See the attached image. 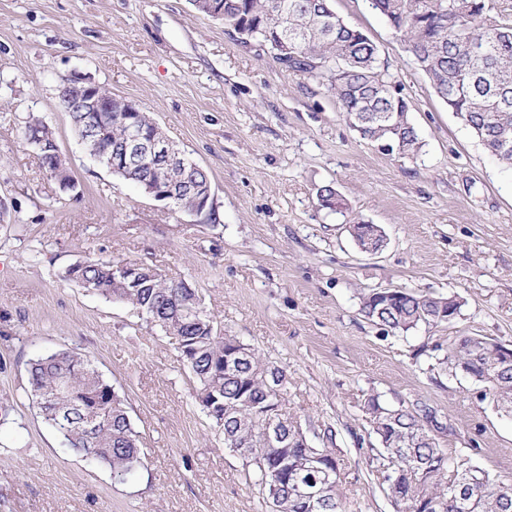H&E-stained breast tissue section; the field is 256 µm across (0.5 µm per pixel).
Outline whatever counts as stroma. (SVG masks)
I'll return each mask as SVG.
<instances>
[{
    "label": "stroma",
    "mask_w": 512,
    "mask_h": 512,
    "mask_svg": "<svg viewBox=\"0 0 512 512\" xmlns=\"http://www.w3.org/2000/svg\"><path fill=\"white\" fill-rule=\"evenodd\" d=\"M332 4L402 82L416 158L363 140L321 77L288 71L188 0H0V512H270L174 339L63 280L88 256L186 280L221 331L284 368L287 411L312 446L333 448L347 512H397L362 410L373 394L433 412L450 457L512 481V414L434 352L465 336L512 347V169L448 110L367 0ZM76 72L151 112L207 170L212 220L87 155L58 104ZM32 113L53 128L74 191L24 141ZM326 185L343 211L320 206ZM352 224L380 225L384 250L361 252ZM388 287L456 293L464 306L451 325L387 335L360 298ZM60 349L90 354L125 399L142 441L133 477L71 454L39 416L27 369Z\"/></svg>",
    "instance_id": "stroma-1"
}]
</instances>
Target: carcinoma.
<instances>
[{
	"instance_id": "carcinoma-1",
	"label": "carcinoma",
	"mask_w": 512,
	"mask_h": 512,
	"mask_svg": "<svg viewBox=\"0 0 512 512\" xmlns=\"http://www.w3.org/2000/svg\"><path fill=\"white\" fill-rule=\"evenodd\" d=\"M224 24L264 48L294 73L306 74L315 62L344 64V70L325 74L326 93L346 115L358 117L361 137L387 143L390 153L414 158L421 150L418 133L409 119L402 87L391 89L378 75L394 78L377 46L361 30L346 23L325 24L330 0H220ZM371 8L400 35L405 51L428 77L448 110L462 115L484 149L512 168V25L490 14L486 0H371ZM296 35V51L273 46L283 27ZM481 42L483 60H466L461 48ZM96 123L99 163L109 168L112 155L123 148L126 121L117 112H73L75 132ZM25 140L38 153L42 167L55 169L59 158L46 152L57 144L53 129L41 117L25 122ZM121 178L136 188L153 183L144 166L132 167ZM182 179L210 182L205 169L186 161ZM321 206L342 207L343 198L330 185L318 191ZM356 245L363 251L384 249L383 235L356 226ZM127 261L84 259L64 272L87 291L131 305L153 325L176 339L180 357L198 386L208 417L224 430V445L252 462L251 477L276 512H305L298 488H325L321 512H346L339 491V474L326 482L322 472L300 470L281 476L279 458L298 459L315 451L301 422L288 418L281 433L282 447L269 448L259 437L258 411L273 400L272 376L286 378L283 369L263 360L238 337L218 330L213 319L195 311L203 305L193 288L137 265L139 288L122 286ZM464 300L457 294L430 295L400 288L385 296L374 290L361 299V312L385 331L407 334L421 326L437 328L453 323ZM506 346L483 336H464L448 347L439 365L451 373H465L484 384L496 404L512 413V367L503 364ZM29 392L44 423L59 432L67 448L85 460L106 466L116 477L134 476L142 465L141 440L125 401L112 399V385L94 369L90 357L62 349L29 363ZM373 433L381 445L383 479L388 497L405 512H512V483H505L452 459L439 448L423 417L404 407L389 409L372 396L364 405ZM96 419L93 430L86 419Z\"/></svg>"
}]
</instances>
